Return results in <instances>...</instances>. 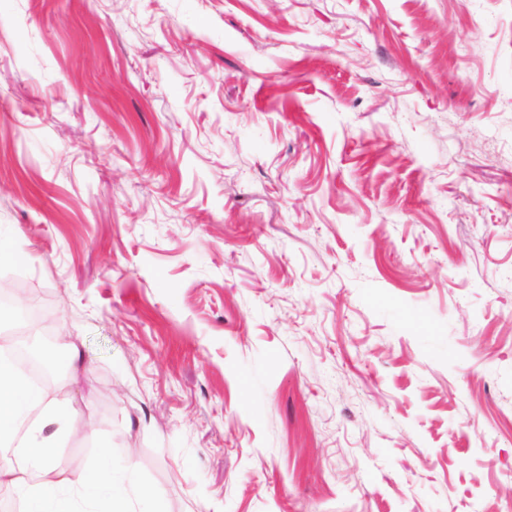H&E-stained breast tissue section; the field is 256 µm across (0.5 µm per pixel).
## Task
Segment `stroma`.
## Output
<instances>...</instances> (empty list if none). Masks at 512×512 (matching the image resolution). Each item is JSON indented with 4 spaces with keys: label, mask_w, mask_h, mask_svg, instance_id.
Instances as JSON below:
<instances>
[{
    "label": "stroma",
    "mask_w": 512,
    "mask_h": 512,
    "mask_svg": "<svg viewBox=\"0 0 512 512\" xmlns=\"http://www.w3.org/2000/svg\"><path fill=\"white\" fill-rule=\"evenodd\" d=\"M0 282L161 512H512V0H0Z\"/></svg>",
    "instance_id": "obj_1"
}]
</instances>
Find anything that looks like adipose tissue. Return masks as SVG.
<instances>
[{"instance_id": "obj_1", "label": "adipose tissue", "mask_w": 512, "mask_h": 512, "mask_svg": "<svg viewBox=\"0 0 512 512\" xmlns=\"http://www.w3.org/2000/svg\"><path fill=\"white\" fill-rule=\"evenodd\" d=\"M82 423L71 400L31 386L0 353V487L12 489L22 512H137L136 501L149 499L127 470L117 468L110 449H102L95 468L72 478L59 463L61 443Z\"/></svg>"}]
</instances>
